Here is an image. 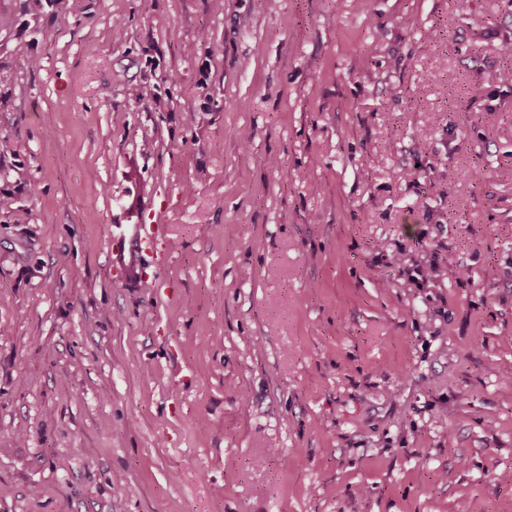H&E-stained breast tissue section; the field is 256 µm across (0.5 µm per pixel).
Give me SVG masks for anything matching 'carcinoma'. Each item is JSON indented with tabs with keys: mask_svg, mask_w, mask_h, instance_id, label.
I'll use <instances>...</instances> for the list:
<instances>
[{
	"mask_svg": "<svg viewBox=\"0 0 512 512\" xmlns=\"http://www.w3.org/2000/svg\"><path fill=\"white\" fill-rule=\"evenodd\" d=\"M66 0H13L10 9H0V85L8 80L9 62L17 59L30 68L38 66L32 52L43 33L42 18L55 15Z\"/></svg>",
	"mask_w": 512,
	"mask_h": 512,
	"instance_id": "obj_1",
	"label": "carcinoma"
}]
</instances>
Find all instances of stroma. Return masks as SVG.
I'll list each match as a JSON object with an SVG mask.
<instances>
[{"mask_svg": "<svg viewBox=\"0 0 512 512\" xmlns=\"http://www.w3.org/2000/svg\"><path fill=\"white\" fill-rule=\"evenodd\" d=\"M43 26L0 90V512H512V0ZM131 243L134 247L130 249L138 252H146L152 248L158 240L162 228L160 224H131Z\"/></svg>", "mask_w": 512, "mask_h": 512, "instance_id": "obj_1", "label": "stroma"}]
</instances>
